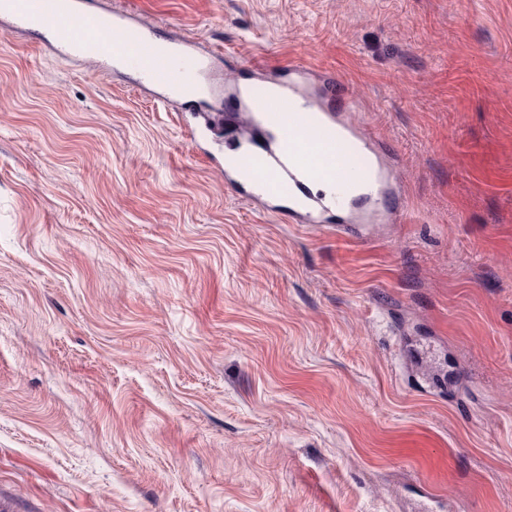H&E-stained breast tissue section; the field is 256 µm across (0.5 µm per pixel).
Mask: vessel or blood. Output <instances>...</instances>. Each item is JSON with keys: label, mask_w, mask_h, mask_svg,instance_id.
<instances>
[{"label": "vessel or blood", "mask_w": 512, "mask_h": 512, "mask_svg": "<svg viewBox=\"0 0 512 512\" xmlns=\"http://www.w3.org/2000/svg\"><path fill=\"white\" fill-rule=\"evenodd\" d=\"M0 16L40 36L55 56L118 65L137 75L141 86L184 101L212 59L189 49L171 51L166 37L126 15L107 17L92 0H0ZM277 68L284 76L279 86L260 79L229 97L240 114L244 142L256 132L264 140L225 158L226 184L294 223L325 224L333 218L338 229L359 224L364 235H372L396 192V167L359 119L357 100L335 98L331 77L314 92L312 68L291 61ZM320 182L329 183V194L314 193Z\"/></svg>", "instance_id": "vessel-or-blood-1"}]
</instances>
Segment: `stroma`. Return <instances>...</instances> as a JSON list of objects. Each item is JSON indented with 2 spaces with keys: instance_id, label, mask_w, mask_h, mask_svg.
I'll return each mask as SVG.
<instances>
[{
  "instance_id": "obj_1",
  "label": "stroma",
  "mask_w": 512,
  "mask_h": 512,
  "mask_svg": "<svg viewBox=\"0 0 512 512\" xmlns=\"http://www.w3.org/2000/svg\"><path fill=\"white\" fill-rule=\"evenodd\" d=\"M96 2L224 54L164 104L0 29V499L512 512V0ZM260 54L360 100L406 222L226 188Z\"/></svg>"
}]
</instances>
